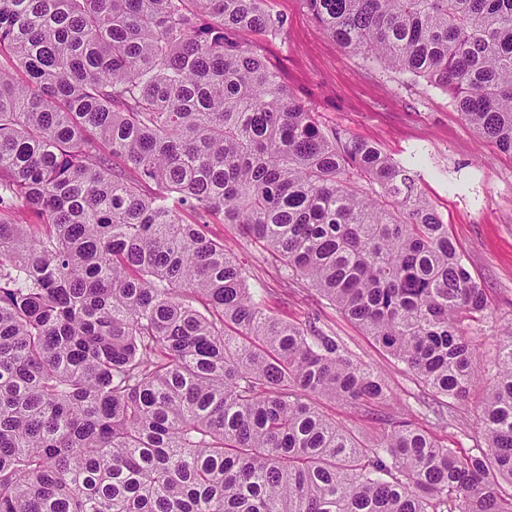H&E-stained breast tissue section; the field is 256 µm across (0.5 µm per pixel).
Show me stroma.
<instances>
[{"instance_id": "stroma-1", "label": "stroma", "mask_w": 512, "mask_h": 512, "mask_svg": "<svg viewBox=\"0 0 512 512\" xmlns=\"http://www.w3.org/2000/svg\"><path fill=\"white\" fill-rule=\"evenodd\" d=\"M266 8L285 18L282 32L271 36L247 29L236 39L277 70L323 125L371 142L405 165L411 164L414 152H424L426 163L416 169L418 186L486 291L489 309L469 334L477 367L494 374L499 333L512 324V156L480 139L446 92L343 49L320 30L302 0H267ZM206 232L237 254L250 272L258 300L271 312L299 323L317 318L354 360L386 380L390 398L375 414L362 415L338 400H318L326 415L364 438L380 434L385 420L406 418L461 451L480 444L481 389L472 390L443 415L426 414L423 385L360 327L285 275L236 225L214 222Z\"/></svg>"}]
</instances>
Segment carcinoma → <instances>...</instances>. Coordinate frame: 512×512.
Listing matches in <instances>:
<instances>
[{"label": "carcinoma", "mask_w": 512, "mask_h": 512, "mask_svg": "<svg viewBox=\"0 0 512 512\" xmlns=\"http://www.w3.org/2000/svg\"><path fill=\"white\" fill-rule=\"evenodd\" d=\"M303 3L512 155V0ZM284 26L265 0H0V512H512V326L478 452L411 420L364 439L313 399L370 414L385 380L203 230L238 225L437 406L469 394L484 288L412 168L235 38Z\"/></svg>", "instance_id": "1"}]
</instances>
